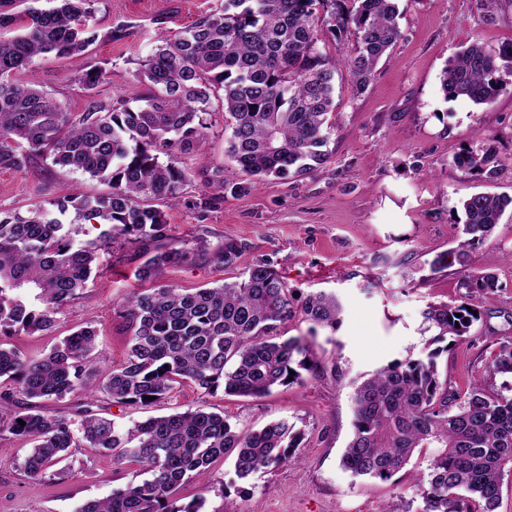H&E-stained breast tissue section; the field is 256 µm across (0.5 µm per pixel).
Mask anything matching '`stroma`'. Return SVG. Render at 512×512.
<instances>
[{
    "label": "stroma",
    "mask_w": 512,
    "mask_h": 512,
    "mask_svg": "<svg viewBox=\"0 0 512 512\" xmlns=\"http://www.w3.org/2000/svg\"><path fill=\"white\" fill-rule=\"evenodd\" d=\"M215 0H99L95 23L103 37L89 54L47 56L26 71L28 85L54 95L70 112H85L89 100L132 99L141 91L137 75L162 34L182 30L211 10ZM402 37L381 60L365 91L353 95L347 74L336 79L335 131L326 165L305 177L273 180L245 195L223 193L215 176L235 179L227 156L224 110L211 105L209 143L186 160L189 180L179 201L167 208L172 237L186 248L204 242L206 252L168 268L167 283L206 288L235 277L211 260L212 252L233 239L247 246L246 261H271L294 299L311 291L335 293L343 312L336 331L312 329L294 318L283 337L308 338L328 370L305 374L302 383L280 386L252 399L204 393L185 383L164 402L147 407L105 405L119 430L149 417L203 405L226 415L242 432L285 420L305 431L295 460L255 474L249 493L230 489L232 459L218 460L207 481L193 480L175 494L180 504L205 497L206 512H387L415 500V476L426 463L411 462L391 480L353 478L340 455L353 432L355 384L395 359L422 357L429 334L421 313L430 303H463L453 270L431 272L427 262L448 250L460 222L456 212L469 194L512 196V87L489 105L445 99L440 75L465 45L480 41L497 48L512 42V5L503 4L493 21L477 23L476 0H400ZM110 71L96 89L82 86L91 66ZM485 133L510 173L495 180L452 165L453 156ZM68 187L82 194L109 192L89 175L34 161L26 174L0 170V211L24 209ZM218 196L202 211L194 202ZM139 246L122 240L100 254L102 275L57 315L45 335L11 336V346L28 357L50 350L74 329L98 331L93 357L102 368L123 363L130 333L119 316L125 296L137 288L133 270ZM512 211L494 236L475 252L474 266L497 274L500 287L486 302L482 325L469 339L441 353L440 373L451 387L466 389L481 377L497 351L496 340L512 330ZM25 444L0 435V512H76L137 479L138 464L117 462L87 448L72 449L69 475L27 478L18 464Z\"/></svg>",
    "instance_id": "obj_1"
}]
</instances>
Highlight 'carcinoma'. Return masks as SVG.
Masks as SVG:
<instances>
[{
	"instance_id": "carcinoma-1",
	"label": "carcinoma",
	"mask_w": 512,
	"mask_h": 512,
	"mask_svg": "<svg viewBox=\"0 0 512 512\" xmlns=\"http://www.w3.org/2000/svg\"><path fill=\"white\" fill-rule=\"evenodd\" d=\"M0 0V169L23 172L34 160L82 172L110 185L101 195L61 194L26 211H0V338L40 335L87 287L97 251L123 238L142 245L133 275L153 287L134 291L122 304L130 349L118 367L104 370L91 356L96 329L84 326L48 353L23 357L0 341V431L31 445L19 463L31 479L68 474L59 467L72 448L130 458L145 478L77 512H204L205 498L186 505L173 499L185 481L209 477L212 464L231 457L243 482L262 469L292 459L303 431L277 421L239 434L223 415L201 405L151 417L121 432L97 413L99 397L130 407L169 397L174 384L190 382L211 394L243 398L269 395L322 369L301 337L280 339L295 314L334 331L342 306L336 296L312 292L294 307L282 276L268 261L248 263L245 245L224 241L215 253L233 281L209 288L162 282L168 266L192 251L168 234L164 207L180 198L188 179L182 156L204 148L211 129V98L222 92L228 155L244 176L223 182L245 194L269 178L301 177L329 159L334 131L336 74L351 77L353 95L370 83L378 62L401 38L397 0H223L191 25L162 38L144 61L136 98L104 104L91 100L78 118L24 81L40 57L82 56L99 40L98 0ZM351 34L349 55L331 54L323 37ZM512 74V43L497 49L472 42L445 65V99L490 104ZM91 68L82 83L93 90L107 78ZM452 164L495 179V153L476 144ZM512 198L475 193L462 200L464 222L455 247L429 263L433 272L457 268L467 302L428 304L422 311L435 345L424 358L394 360L363 380L354 392V423L340 463L355 477L390 480L415 456L427 461L416 480L417 512H496L505 476L512 475V383L491 389L487 381L512 377V334L499 338L487 377L452 390L440 377L438 356L468 338L480 307L498 291L492 272H471L476 245L490 239ZM98 235L76 242L80 224ZM445 346H440V343ZM85 394L76 417L48 416L40 402ZM25 425H20L18 420Z\"/></svg>"
}]
</instances>
